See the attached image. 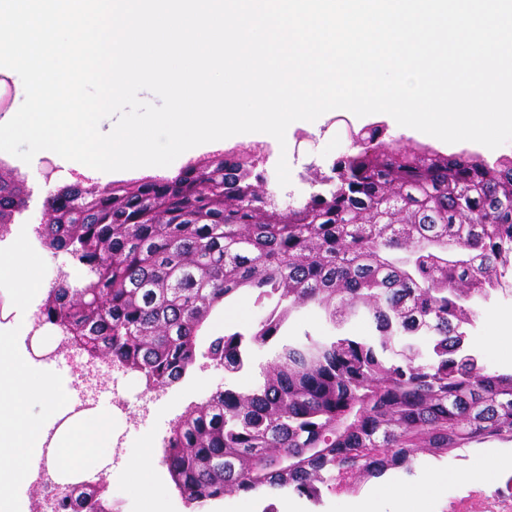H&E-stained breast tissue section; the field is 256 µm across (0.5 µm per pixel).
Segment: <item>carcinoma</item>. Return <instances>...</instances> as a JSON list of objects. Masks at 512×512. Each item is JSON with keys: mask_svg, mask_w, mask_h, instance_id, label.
I'll return each instance as SVG.
<instances>
[{"mask_svg": "<svg viewBox=\"0 0 512 512\" xmlns=\"http://www.w3.org/2000/svg\"><path fill=\"white\" fill-rule=\"evenodd\" d=\"M363 147L281 205L251 151L200 157L172 177L82 182L47 192L41 248L65 253L40 324L148 389L205 360L235 374L313 306L331 333L281 345L249 390L226 387L171 423L162 463L185 506L231 493L292 491L318 503L372 478L413 470L418 455L512 442V373L465 349L479 304L512 293V158L429 146ZM30 199L0 166V231ZM248 294L270 310L212 337L224 305ZM64 512H112L108 488L78 490Z\"/></svg>", "mask_w": 512, "mask_h": 512, "instance_id": "1", "label": "carcinoma"}]
</instances>
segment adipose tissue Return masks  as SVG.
<instances>
[{
	"label": "adipose tissue",
	"mask_w": 512,
	"mask_h": 512,
	"mask_svg": "<svg viewBox=\"0 0 512 512\" xmlns=\"http://www.w3.org/2000/svg\"><path fill=\"white\" fill-rule=\"evenodd\" d=\"M7 284L13 322L0 328V512H18L16 491L49 477L78 480L103 458L110 428L103 412L72 414L68 391L27 351L29 306L44 290L39 260L21 237L0 245V284ZM50 448L41 458L40 448Z\"/></svg>",
	"instance_id": "ef3b65f1"
}]
</instances>
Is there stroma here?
I'll return each mask as SVG.
<instances>
[{"instance_id":"35a3bbf8","label":"stroma","mask_w":512,"mask_h":512,"mask_svg":"<svg viewBox=\"0 0 512 512\" xmlns=\"http://www.w3.org/2000/svg\"><path fill=\"white\" fill-rule=\"evenodd\" d=\"M269 154L263 168L267 186L275 191L281 203H288L290 196L298 194V183L280 187L277 181L276 165L279 158H286L291 175L306 174L312 170L327 171L339 156L349 153L350 145L337 135L330 123H323L313 141L304 143L298 152H281L277 141H269ZM12 167L18 169L26 180L31 193L28 209L10 228L11 235L31 236L35 226L42 219V202L46 192L56 186L72 183L73 177L57 158L40 157L38 162L25 163L12 158ZM512 314V296L500 294L483 303L482 315L468 327V347L479 353L489 370L500 373L512 371V342L495 340L497 318L501 314ZM273 357L272 349L257 351L250 368L227 374L223 368L209 366L195 368L184 381L165 389L152 392L148 402H140L136 393L143 391V379L135 373L120 377L122 392L130 395L126 409H113L111 386L91 388L80 381V365L61 370L72 399L86 398L94 408L112 413L111 431L124 438L121 455L123 459L136 457L143 446L144 436H152L155 445H162L169 434L171 421L181 413L189 402H200L217 387L227 385L239 390L253 387L259 379V367ZM481 469L490 478L484 484L472 485L460 482L461 472ZM435 472L448 474L449 480L440 494L430 498L429 512H512V442L491 441L454 451L441 457L420 456L413 473H387L384 479H370L352 495H325L322 502L315 504L308 499H300L301 512H354L362 507L364 512H388L387 506L376 494L379 482L394 485H410L421 482ZM111 494L128 491L127 500L119 501V512H187L181 499L173 489L168 477L156 472H148L144 477L145 489L128 490V474L121 462L108 463Z\"/></svg>"}]
</instances>
